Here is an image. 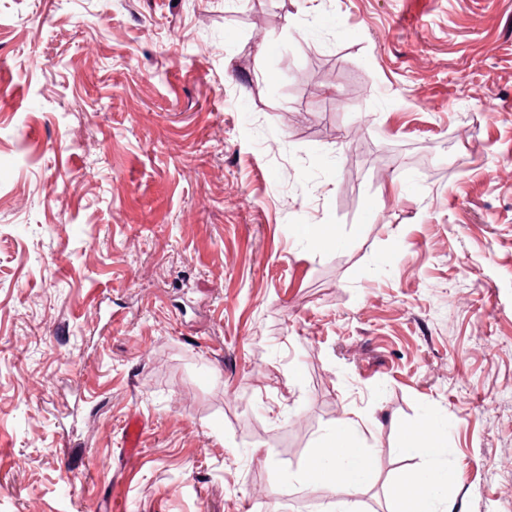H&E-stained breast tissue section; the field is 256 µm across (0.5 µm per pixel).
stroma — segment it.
<instances>
[{"instance_id": "obj_1", "label": "stroma", "mask_w": 512, "mask_h": 512, "mask_svg": "<svg viewBox=\"0 0 512 512\" xmlns=\"http://www.w3.org/2000/svg\"><path fill=\"white\" fill-rule=\"evenodd\" d=\"M346 415L353 496L307 475ZM429 467L512 512V0H0V512ZM404 437V447L408 450H412L414 448H425L429 452H437L440 449L446 448H438V444L441 439H433L431 437V433L424 427L419 426L412 430H403Z\"/></svg>"}]
</instances>
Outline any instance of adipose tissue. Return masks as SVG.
<instances>
[{
  "mask_svg": "<svg viewBox=\"0 0 512 512\" xmlns=\"http://www.w3.org/2000/svg\"><path fill=\"white\" fill-rule=\"evenodd\" d=\"M356 423L351 418L339 420L331 444L320 449L311 468L313 476L321 478L324 485L349 495L358 493L373 477L371 461L353 446ZM448 484L446 472L430 469L422 472L417 485L422 493L409 498L407 487L392 485L389 493L398 504L399 512H438L432 505L429 492Z\"/></svg>",
  "mask_w": 512,
  "mask_h": 512,
  "instance_id": "obj_1",
  "label": "adipose tissue"
}]
</instances>
